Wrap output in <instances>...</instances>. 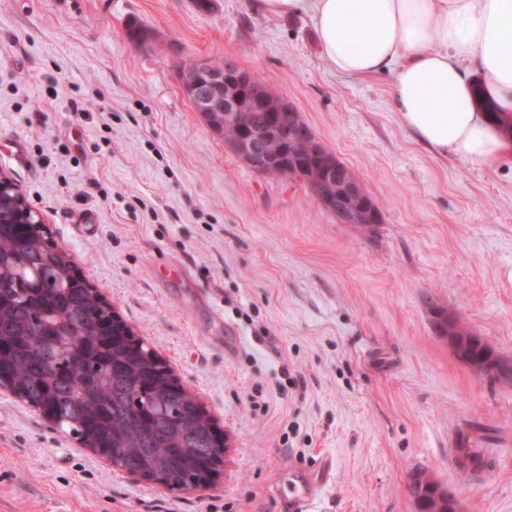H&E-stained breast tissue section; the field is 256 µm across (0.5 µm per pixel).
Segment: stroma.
<instances>
[{"instance_id": "obj_1", "label": "stroma", "mask_w": 512, "mask_h": 512, "mask_svg": "<svg viewBox=\"0 0 512 512\" xmlns=\"http://www.w3.org/2000/svg\"><path fill=\"white\" fill-rule=\"evenodd\" d=\"M248 2L0 0V172L231 439L210 486L170 490L0 390V512H287L326 461L324 512H416L417 469L462 512H512V385L459 362L428 312L512 357V163L418 143L392 74H339L309 16ZM227 58L301 112L381 223H336L225 149L181 69Z\"/></svg>"}]
</instances>
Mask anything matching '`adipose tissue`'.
Here are the masks:
<instances>
[{"instance_id":"adipose-tissue-1","label":"adipose tissue","mask_w":512,"mask_h":512,"mask_svg":"<svg viewBox=\"0 0 512 512\" xmlns=\"http://www.w3.org/2000/svg\"><path fill=\"white\" fill-rule=\"evenodd\" d=\"M271 17L310 15L324 60L354 77L393 72L391 104L415 139L465 163L512 160L481 112L482 84L512 117V0H250Z\"/></svg>"}]
</instances>
